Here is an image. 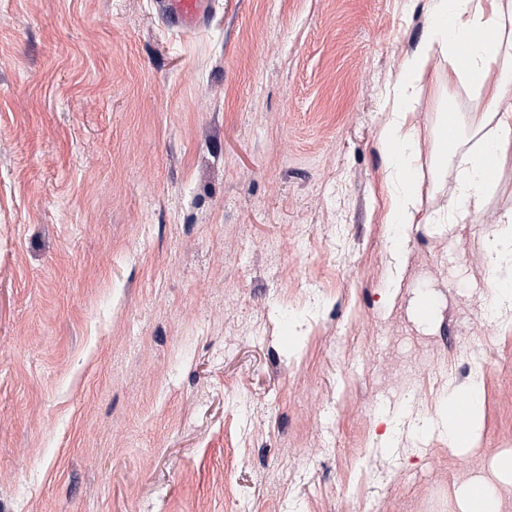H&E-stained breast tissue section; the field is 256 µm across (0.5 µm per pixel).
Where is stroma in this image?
Listing matches in <instances>:
<instances>
[{"label":"stroma","mask_w":512,"mask_h":512,"mask_svg":"<svg viewBox=\"0 0 512 512\" xmlns=\"http://www.w3.org/2000/svg\"><path fill=\"white\" fill-rule=\"evenodd\" d=\"M427 3L215 0L185 35L153 0H0V512H458L512 451L483 248L512 152L477 223L384 221L382 104ZM413 106L431 209L485 102L442 65ZM457 110V105L455 102H449L447 112H437V128H438V137L439 139V150L441 156H444V153L446 151V145L444 141L447 143L448 140V149H451L454 145V141L450 135H448V124L450 125V129L452 131V135L455 136L457 134L458 129V115L459 113H456L455 115H452ZM448 115H452L448 118ZM470 389L476 396V406L470 412L473 397L470 392L460 393L448 403V415L455 417L460 423L467 417L463 426H460L457 421L451 420L448 424V439L452 446L466 449L475 447L480 436L484 415L480 385L475 383Z\"/></svg>","instance_id":"1"}]
</instances>
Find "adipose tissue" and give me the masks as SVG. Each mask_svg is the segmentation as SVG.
<instances>
[{
	"mask_svg": "<svg viewBox=\"0 0 512 512\" xmlns=\"http://www.w3.org/2000/svg\"><path fill=\"white\" fill-rule=\"evenodd\" d=\"M425 39L406 55L387 92L386 119L380 138L391 159L387 186L391 204L389 224H472L485 211L497 186L491 172L512 152V35L505 22L512 0H432ZM448 67V80L476 88L486 101L479 125L485 130L482 147L463 154L446 204L423 213L419 194L421 169L411 158L419 128L411 109L420 83L439 64ZM496 274V288L487 306L501 324L512 323V209L500 215L497 230L486 243ZM459 512H506V501L488 479L466 480L456 494Z\"/></svg>",
	"mask_w": 512,
	"mask_h": 512,
	"instance_id": "1",
	"label": "adipose tissue"
}]
</instances>
